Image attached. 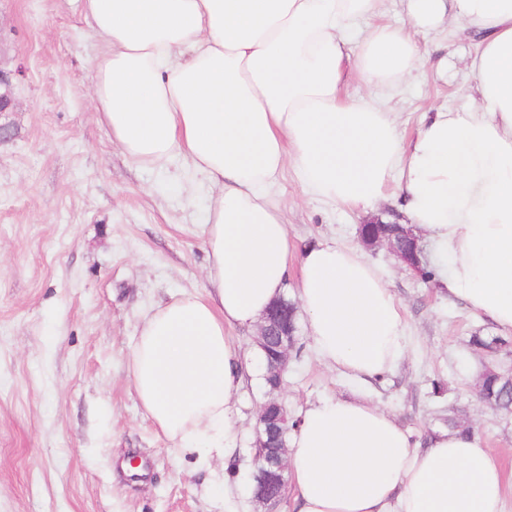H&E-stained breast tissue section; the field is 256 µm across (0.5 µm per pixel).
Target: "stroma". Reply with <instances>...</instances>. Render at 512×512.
I'll return each instance as SVG.
<instances>
[{
	"instance_id": "35a3bbf8",
	"label": "stroma",
	"mask_w": 512,
	"mask_h": 512,
	"mask_svg": "<svg viewBox=\"0 0 512 512\" xmlns=\"http://www.w3.org/2000/svg\"><path fill=\"white\" fill-rule=\"evenodd\" d=\"M417 68L385 98L413 135L429 113L468 106L460 60L478 41L441 27L418 37ZM98 41L77 0H0V60L20 68L17 109L0 114V512H261L248 473L262 380L236 396L241 446L201 467L155 429L137 399L130 357L145 318L184 293L207 295L202 219L210 190L180 158L144 167L113 144L91 100ZM278 199L295 250L321 239L356 245L366 215L405 223L396 193L369 212L311 198L285 173ZM403 307L404 352L368 384L323 365L297 319L286 382L291 415L324 396L359 393L413 438L446 429L448 413L512 464V414L478 399L484 368L512 369V346L473 351L495 337L488 321L434 281L368 250ZM147 476L124 471L128 457Z\"/></svg>"
}]
</instances>
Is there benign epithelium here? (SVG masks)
I'll return each mask as SVG.
<instances>
[{"mask_svg": "<svg viewBox=\"0 0 512 512\" xmlns=\"http://www.w3.org/2000/svg\"><path fill=\"white\" fill-rule=\"evenodd\" d=\"M15 106L12 72L0 66V112H12ZM367 223L377 227V232L367 238L369 246H385L408 268L420 271L423 250L419 236L411 226L384 222L378 216L367 220ZM288 334L289 331L282 329L269 315L259 325L256 343L267 355L270 376L277 379V383L270 386L272 392L281 390L288 371L289 352L293 347ZM290 420L288 407L276 398L267 401L259 411L252 457V490L262 512H277L285 499L288 448L283 436Z\"/></svg>", "mask_w": 512, "mask_h": 512, "instance_id": "1", "label": "benign epithelium"}]
</instances>
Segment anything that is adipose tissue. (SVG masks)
<instances>
[{
    "mask_svg": "<svg viewBox=\"0 0 512 512\" xmlns=\"http://www.w3.org/2000/svg\"><path fill=\"white\" fill-rule=\"evenodd\" d=\"M101 50L94 108L141 165L175 156L217 187L203 223L212 297L185 293L145 320L131 354L146 417L207 464L239 447L248 328L290 278L288 226L272 192L303 190L363 210L397 178L449 298L512 334V0H408L404 25L379 0H80ZM371 21L350 51V33ZM455 22L483 34L466 61L474 105L435 113L405 139L394 113L345 92L355 76L392 90L419 63V32ZM297 296L321 361L362 383L404 350L402 306L357 246L321 240L300 260ZM296 512H506L512 470L476 432L418 447L362 398L308 405L288 437Z\"/></svg>",
    "mask_w": 512,
    "mask_h": 512,
    "instance_id": "obj_1",
    "label": "adipose tissue"
}]
</instances>
